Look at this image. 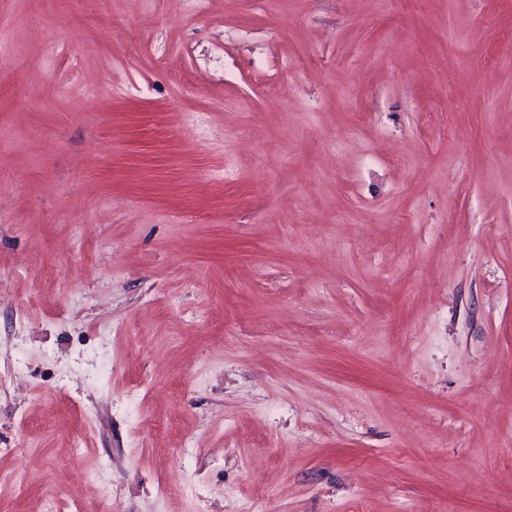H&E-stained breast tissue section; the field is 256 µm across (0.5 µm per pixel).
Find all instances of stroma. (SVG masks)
<instances>
[{"label":"stroma","instance_id":"35a3bbf8","mask_svg":"<svg viewBox=\"0 0 512 512\" xmlns=\"http://www.w3.org/2000/svg\"><path fill=\"white\" fill-rule=\"evenodd\" d=\"M0 512H512V0H0Z\"/></svg>","mask_w":512,"mask_h":512}]
</instances>
